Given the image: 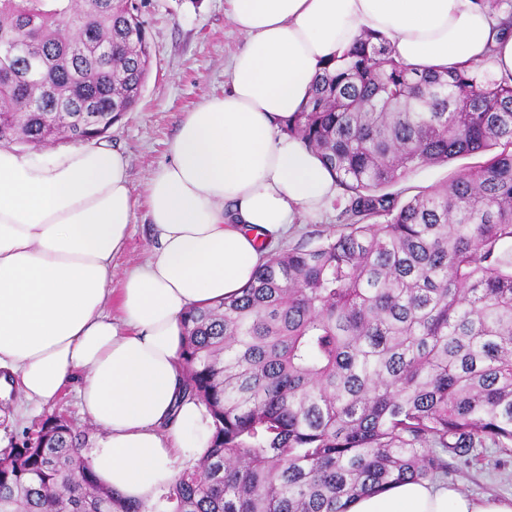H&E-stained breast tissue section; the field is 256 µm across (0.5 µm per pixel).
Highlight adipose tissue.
Instances as JSON below:
<instances>
[{"mask_svg":"<svg viewBox=\"0 0 512 512\" xmlns=\"http://www.w3.org/2000/svg\"><path fill=\"white\" fill-rule=\"evenodd\" d=\"M226 3L246 41L229 88L184 113L148 181L144 262L115 271L135 207L122 152L100 139L43 154L0 147V370L34 408L76 382L100 431L96 477L130 500L152 501L175 479V460L208 443L210 417L184 395L185 313L238 293L267 244L339 194L322 160L284 130L321 62L369 30L423 69L481 64L512 77V30L480 0ZM349 512H512V496L408 481Z\"/></svg>","mask_w":512,"mask_h":512,"instance_id":"obj_1","label":"adipose tissue"}]
</instances>
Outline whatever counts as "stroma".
Masks as SVG:
<instances>
[{"mask_svg": "<svg viewBox=\"0 0 512 512\" xmlns=\"http://www.w3.org/2000/svg\"><path fill=\"white\" fill-rule=\"evenodd\" d=\"M142 19L151 42L150 74L135 109L125 113L107 133L113 148L129 159L138 200L126 249L116 260L121 270L149 255L153 241L144 202L146 182L155 169L168 162L167 145L183 113L202 98L223 93L230 58L245 42L244 36L234 32L224 0H144ZM477 162V157L464 156L443 165L422 167L393 185L391 191L400 200H408L418 191L446 183L456 172ZM339 229L335 210H327L318 218L303 215L277 246L288 249L304 241L315 244ZM20 404L17 387H0V449L19 442L24 433L37 428L44 415L56 411L66 414L76 427L88 430L90 437L98 435L81 411L74 385H67L41 410L24 414ZM448 482L472 495H512V450L503 451L491 444L476 463L452 461Z\"/></svg>", "mask_w": 512, "mask_h": 512, "instance_id": "1", "label": "stroma"}]
</instances>
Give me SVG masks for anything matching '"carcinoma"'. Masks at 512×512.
<instances>
[{
  "instance_id": "cac0c4a2",
  "label": "carcinoma",
  "mask_w": 512,
  "mask_h": 512,
  "mask_svg": "<svg viewBox=\"0 0 512 512\" xmlns=\"http://www.w3.org/2000/svg\"><path fill=\"white\" fill-rule=\"evenodd\" d=\"M0 142L103 137L138 104L141 0H0ZM286 132L336 178L342 231L269 252L241 294L184 317L200 459L151 502L103 486L51 414L0 450V512H348L512 447V78L399 59L365 31L323 62ZM492 149L402 203L387 188Z\"/></svg>"
}]
</instances>
